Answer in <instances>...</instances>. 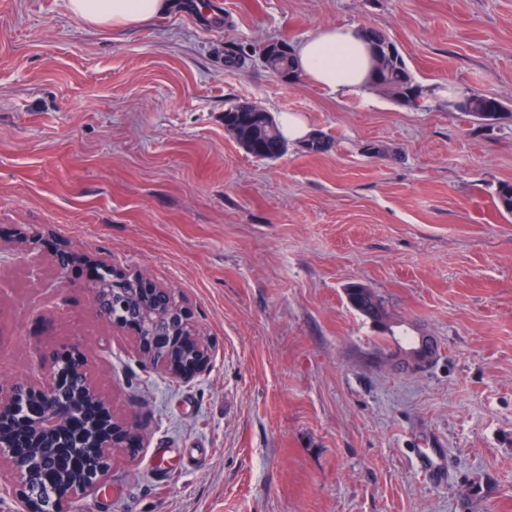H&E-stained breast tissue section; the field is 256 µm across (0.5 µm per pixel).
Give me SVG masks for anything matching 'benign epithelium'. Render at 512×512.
Instances as JSON below:
<instances>
[{"mask_svg":"<svg viewBox=\"0 0 512 512\" xmlns=\"http://www.w3.org/2000/svg\"><path fill=\"white\" fill-rule=\"evenodd\" d=\"M74 253L60 243L51 255L61 272L68 268ZM98 267L110 277L107 284L88 287L91 304L104 321L124 328L121 312L126 303L121 280L129 270L99 261ZM138 289L164 316L141 320L134 348L152 369L160 373H183L203 366L210 348L200 337L187 308L174 301L168 288L151 283L135 273ZM36 408L37 414L23 438L27 452L18 455L13 434L22 410ZM136 426L112 412V399L104 396L88 367L87 357L76 365H56L47 372L0 380V491L14 496L20 512H28L33 498L36 472H54L65 488V495L83 497L100 489L119 453L133 455L139 448ZM56 448H87L84 465L71 471L59 468L53 457Z\"/></svg>","mask_w":512,"mask_h":512,"instance_id":"1","label":"benign epithelium"}]
</instances>
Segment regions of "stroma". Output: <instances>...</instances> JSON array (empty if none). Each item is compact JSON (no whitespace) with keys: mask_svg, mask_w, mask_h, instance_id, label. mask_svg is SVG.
Instances as JSON below:
<instances>
[{"mask_svg":"<svg viewBox=\"0 0 512 512\" xmlns=\"http://www.w3.org/2000/svg\"><path fill=\"white\" fill-rule=\"evenodd\" d=\"M386 32L420 108L268 73L271 40ZM243 55L229 65L226 49ZM501 99L485 126L448 87ZM239 101L295 112L321 154H247ZM512 0H176L94 28L68 0H0V377L71 344L141 433L62 512H512ZM37 232L32 257L18 232ZM140 270L190 311L211 357L153 370L47 253ZM382 297L438 355L403 372L344 290ZM446 449L432 485L413 451Z\"/></svg>","mask_w":512,"mask_h":512,"instance_id":"stroma-1","label":"stroma"}]
</instances>
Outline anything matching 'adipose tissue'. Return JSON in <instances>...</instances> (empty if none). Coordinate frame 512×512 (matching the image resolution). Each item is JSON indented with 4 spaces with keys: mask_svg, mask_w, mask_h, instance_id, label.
<instances>
[{
    "mask_svg": "<svg viewBox=\"0 0 512 512\" xmlns=\"http://www.w3.org/2000/svg\"><path fill=\"white\" fill-rule=\"evenodd\" d=\"M173 0H69L73 16L92 26L128 28L168 11ZM299 74L318 86L361 93L370 83L372 58L364 32L353 25L322 27L294 50Z\"/></svg>",
    "mask_w": 512,
    "mask_h": 512,
    "instance_id": "adipose-tissue-1",
    "label": "adipose tissue"
}]
</instances>
